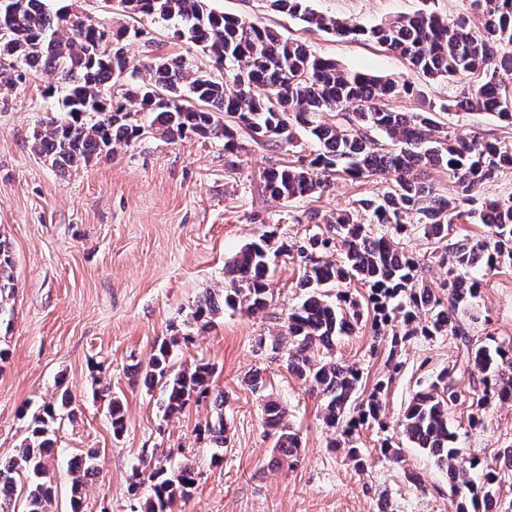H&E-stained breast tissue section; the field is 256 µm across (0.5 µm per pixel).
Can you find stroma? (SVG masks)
Masks as SVG:
<instances>
[{"label": "stroma", "instance_id": "stroma-1", "mask_svg": "<svg viewBox=\"0 0 512 512\" xmlns=\"http://www.w3.org/2000/svg\"><path fill=\"white\" fill-rule=\"evenodd\" d=\"M103 22L111 29L130 25L117 0H48ZM320 14L373 26L422 10L452 18L466 12L468 0H312ZM215 11L265 26L285 38L306 42L317 55L335 59L347 70L408 83L415 95L392 99L404 112L423 99L444 100L454 82H433L402 57L376 43L335 37L272 13L265 0H208ZM149 38L164 52L193 68L212 71L199 46L172 37L169 23H145ZM54 77L24 69L12 87L0 89V238L14 260V317L0 348V459L17 454L27 434L24 411L57 402L70 392L76 409L57 435L50 467L56 473L51 512H70L68 463L96 449L98 473L83 491L86 512H131L130 477L141 457L178 464L194 461L198 483L175 512H376L388 500L394 512H448V478L430 458L404 445L402 463L380 458L381 435L361 429L358 447L371 453L367 469L355 470L343 452L329 448L330 431L322 421L323 397L298 380L259 339L281 333L280 316L297 305L300 270L283 259L270 270L274 317L220 308L213 322L200 327L193 317L205 292L223 299L224 264L266 225L279 237L298 241L313 234L296 216L315 209L329 215L355 200L378 194L376 182L335 178L329 191L282 201L263 190V171L295 160L292 148L271 147L240 136L233 157L223 140L188 135L170 140L156 130L118 146L111 157L66 173L53 168L33 149V135L47 113L58 111L57 97L46 94ZM442 123L460 134L512 141V126L484 112H450ZM469 321L472 335L512 345V270L485 277ZM180 337L176 364L196 362L215 369L212 391L224 394V420L230 441L214 450L204 430L211 402L189 404L165 416L160 388L132 373L147 363L157 342ZM338 362L357 364L364 384L386 372L382 348H374L369 327L340 337ZM458 351L448 336L413 340L401 353L402 371L385 397L389 423H396L420 382L452 366ZM260 371L266 387L255 392L245 383ZM122 400L127 428L113 435L102 386ZM286 402L301 440V455L291 465L269 464L274 438L264 428L266 397ZM470 403L448 412L457 443L486 462L512 445V401L484 415L485 427L471 430ZM417 473L413 484L409 473Z\"/></svg>", "mask_w": 512, "mask_h": 512}]
</instances>
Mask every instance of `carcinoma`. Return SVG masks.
<instances>
[{"label":"carcinoma","mask_w":512,"mask_h":512,"mask_svg":"<svg viewBox=\"0 0 512 512\" xmlns=\"http://www.w3.org/2000/svg\"><path fill=\"white\" fill-rule=\"evenodd\" d=\"M119 2L133 19L179 21L174 36L200 45L224 77L192 71L182 58L162 53L146 39L142 68L150 79L133 85L127 80L125 42L140 39L143 29L111 32L99 21L53 12L46 0H11L14 13L0 33V57L56 73L64 92L62 115L36 131L34 151L63 173L112 155L116 146L144 132L132 120L129 102L148 114L149 127L168 138L222 136L231 155L237 130L271 146L292 148L302 145L298 134L308 132L318 143L315 152L299 156L293 166L272 165L264 171L263 188L272 198L289 201L321 193L341 174L385 182L387 189L356 201L367 224L358 223L351 210L326 217L313 209L291 218L323 225L305 241L290 243L271 230L246 243L225 265L224 303L250 315L265 313L274 297L271 263L282 255L299 259L300 302L283 317L284 333L272 337L270 345L283 351L289 373L322 393L324 423L338 433L333 447L343 449L358 471L367 467L369 456L354 446V435L372 425L388 431L382 396L403 368L398 349L417 336L456 339L477 407L470 428L484 427L483 412L512 399V346L471 336L458 313L478 297L482 277L512 268V195L482 194L487 183L512 170V143L444 130L435 114L486 112L512 124V0H469V15L451 19L421 12L369 28L328 18L312 9L310 0H267L270 10L307 28L382 44L428 79L480 77L459 88L448 103L430 102L419 112L384 106V99L413 88L348 71L298 40H283L244 19L215 13L206 0ZM323 112L332 114V121L317 120ZM437 168L455 184L454 197L436 192L427 171ZM467 223L484 225L486 234L478 239L453 236V225ZM417 231L433 245L431 255L439 265L448 267L438 292L426 284L419 261L404 247L403 239ZM12 269L9 249L0 241V325L13 317ZM354 281L366 294L357 296L348 288ZM331 288L336 289L334 301L326 294ZM217 312L207 293L197 302L194 319L206 327ZM368 321L374 341L388 345V355L387 374L365 392L363 371L337 362L334 346L337 337ZM177 343L176 336L162 340L147 365L135 371L160 386L166 415L212 398L214 415L206 431L222 448L227 443L224 393L210 395L214 368L198 363L175 369ZM465 401L453 365L415 392L397 426L412 447L447 474L451 512H482L494 487L512 476V448L497 455L504 472L475 455L466 457L448 429V408ZM70 404L68 398L61 401L63 407ZM59 407L45 403L33 412L17 455L0 461V512H48L55 493L50 469L55 425L64 420ZM107 410L113 432L122 433L126 419L119 399L109 400ZM262 423L275 437L269 465L296 459L301 441L288 422L287 408L266 401ZM97 459L96 451L89 450L69 464L71 512H83L82 488L97 473ZM198 475L192 462L173 470L159 460L147 462L132 476L129 492L137 495L146 483L150 495L144 509L132 512H173L177 499L195 489Z\"/></svg>","instance_id":"carcinoma-1"}]
</instances>
